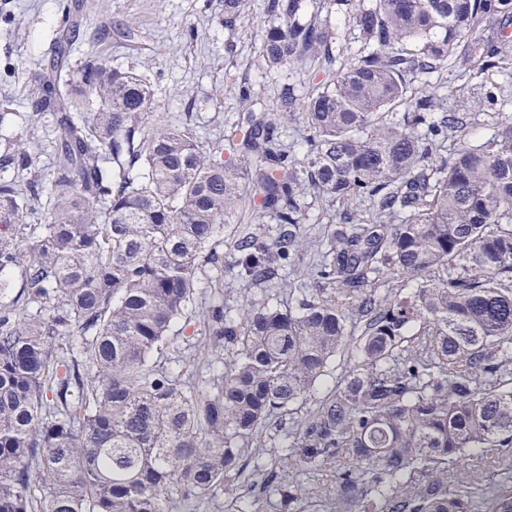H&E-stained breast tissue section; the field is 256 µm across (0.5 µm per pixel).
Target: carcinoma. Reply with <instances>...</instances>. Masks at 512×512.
<instances>
[{
	"instance_id": "1",
	"label": "carcinoma",
	"mask_w": 512,
	"mask_h": 512,
	"mask_svg": "<svg viewBox=\"0 0 512 512\" xmlns=\"http://www.w3.org/2000/svg\"><path fill=\"white\" fill-rule=\"evenodd\" d=\"M243 2L224 0V27ZM315 4L346 7L361 49L336 66L337 33L302 21L303 0H266L267 67L331 78L284 88L209 151L149 123L137 72L91 56L62 89L52 64L32 114L55 112L51 179L27 141L0 153L30 175L0 180V295L23 275L0 300V512H173V493L242 483L245 512H512V98L488 78L512 71V0ZM456 69L480 78L473 111L409 94ZM75 97L97 105L80 122ZM481 116L494 133L470 145ZM247 203L234 312L202 302L196 273L224 270L218 238ZM315 204L330 218L312 239ZM182 319L204 336L202 387L162 363ZM338 358L336 386L298 414Z\"/></svg>"
}]
</instances>
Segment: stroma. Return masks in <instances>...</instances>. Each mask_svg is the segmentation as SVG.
Masks as SVG:
<instances>
[{
    "label": "stroma",
    "mask_w": 512,
    "mask_h": 512,
    "mask_svg": "<svg viewBox=\"0 0 512 512\" xmlns=\"http://www.w3.org/2000/svg\"><path fill=\"white\" fill-rule=\"evenodd\" d=\"M61 0H0V148L18 138L38 142L37 171L50 173L48 144L53 116L32 123L30 91L63 34ZM70 65L79 68L90 54L112 66L135 68L152 84L150 116L169 124L196 127L199 144L210 148L247 109L272 108L285 85L298 74L267 69L260 55L270 25L264 0H249L235 29L221 22L220 0H69ZM132 30V44L120 31ZM256 94L239 96L241 85Z\"/></svg>",
    "instance_id": "obj_1"
}]
</instances>
